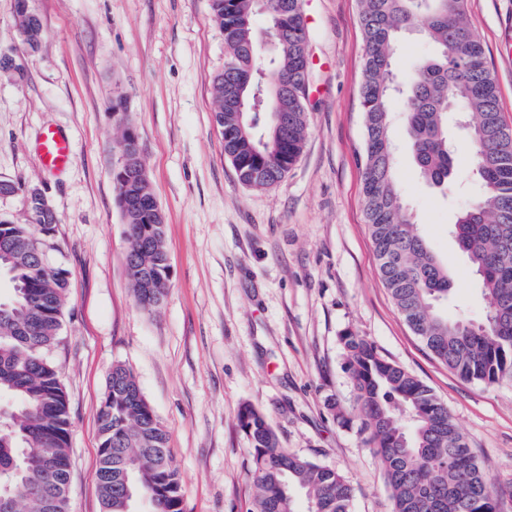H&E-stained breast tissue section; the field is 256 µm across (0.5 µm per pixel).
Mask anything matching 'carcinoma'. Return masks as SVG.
Returning <instances> with one entry per match:
<instances>
[{
    "mask_svg": "<svg viewBox=\"0 0 512 512\" xmlns=\"http://www.w3.org/2000/svg\"><path fill=\"white\" fill-rule=\"evenodd\" d=\"M228 55L216 77L214 119L224 155L239 180L269 188L298 160L308 135L302 96L307 38L301 0H211ZM262 15L266 27L255 25ZM364 38L360 106L364 123V212L379 273L398 311L425 347L465 381L512 383V129L500 114L497 84L465 0H358ZM421 33L433 54L397 81L392 55L398 36ZM35 49L38 17L21 30ZM400 98L405 131L426 183L456 184L458 143L451 118L465 116L469 169L481 193L454 224L458 248L490 306L479 323L451 319L441 306L451 294L448 265L430 249L406 208L396 179L393 104ZM287 116L280 124L272 113ZM116 204L138 202L127 222L126 262L137 305L152 311L170 287L165 225L153 220L148 177L113 176ZM41 201L26 197L27 222L0 218V500L16 512H67L70 482L69 401L52 349L62 326L69 271L43 264L33 240L54 249V224L39 220ZM345 367L359 407V431L379 459L393 512H499L504 490L476 460L448 407L434 392L388 360L364 336H341ZM238 423L246 435L256 488L251 512H352L353 486L340 470L280 446L265 415L249 403ZM97 483L103 512H131L144 497L153 512H183L169 434L147 403L133 371L113 365L98 413Z\"/></svg>",
    "mask_w": 512,
    "mask_h": 512,
    "instance_id": "obj_1",
    "label": "carcinoma"
}]
</instances>
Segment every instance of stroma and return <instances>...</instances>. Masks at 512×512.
<instances>
[{"label":"stroma","mask_w":512,"mask_h":512,"mask_svg":"<svg viewBox=\"0 0 512 512\" xmlns=\"http://www.w3.org/2000/svg\"><path fill=\"white\" fill-rule=\"evenodd\" d=\"M15 0H0V216L26 215L39 187L56 224L52 254L69 270L54 358L70 406L68 512H102L97 491L98 412L113 364L129 366L169 432L184 512H249V443L237 413L250 403L291 453L341 469L352 512H393L382 467L357 427L340 337L352 331L427 384L493 480L512 487V386L467 382L438 362L384 287L363 211V36L357 0H302L309 51V135L278 184H242L213 120L224 35L210 0H30L45 39L28 52ZM512 127V0H466ZM122 103L123 114L112 111ZM137 132L165 215L171 285L156 310L140 309L125 270L128 249L112 171L121 122ZM68 135L73 162L43 169L47 128ZM396 174L419 231L449 268L446 311L480 322L488 301L451 234L481 187L458 151L449 194L425 184L394 121Z\"/></svg>","instance_id":"1"}]
</instances>
